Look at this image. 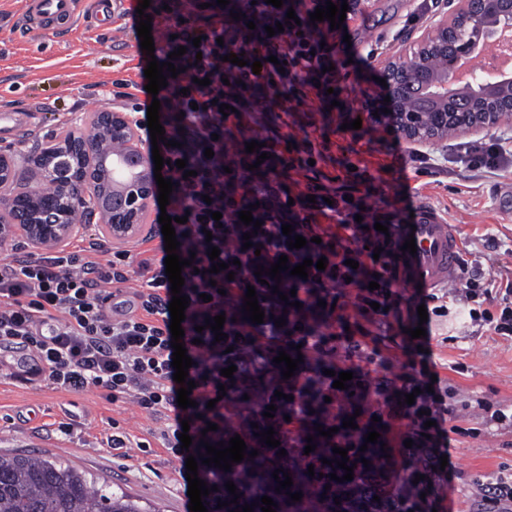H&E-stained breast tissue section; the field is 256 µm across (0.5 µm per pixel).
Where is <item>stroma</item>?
<instances>
[{
	"mask_svg": "<svg viewBox=\"0 0 512 512\" xmlns=\"http://www.w3.org/2000/svg\"><path fill=\"white\" fill-rule=\"evenodd\" d=\"M26 0H0V109L38 111L41 131L61 132L76 125L79 115L131 109L129 99H112L116 83L139 82L140 53L135 19L121 27L96 17L90 0H81L72 28L58 33L32 29L25 15ZM448 0H375L357 7L348 22L350 43H337L342 65L336 83L342 97L361 107L378 94L373 82L378 61L389 57L407 39L428 26ZM255 127L262 133L301 144L329 140L330 149L314 170L284 171L280 182L291 192L317 184L341 185L348 164L359 166L361 193L380 212L402 208L404 190L414 195V207L434 210L454 227L460 260L468 270L496 287L512 281V177L469 170L448 141L424 145L425 162L394 160L385 143L354 140L338 127L334 112H259ZM354 341L376 348L374 375L404 374L406 357L397 330L377 318L351 315ZM432 360L457 400L485 398L512 405V336H499L471 325L468 316L449 308L431 324ZM69 422V435L57 433ZM170 424L163 414L141 410L132 401L112 403L97 390L80 394L56 389L39 379L19 382L0 377V455L25 454L58 458L99 481L117 484L157 512H190L180 462L163 448L161 433ZM120 426L130 447L108 448L113 426ZM452 428V480L440 481L428 498L429 512H479L477 478L512 469V433L487 424L478 409L448 417ZM149 449H139V442Z\"/></svg>",
	"mask_w": 512,
	"mask_h": 512,
	"instance_id": "35a3bbf8",
	"label": "stroma"
}]
</instances>
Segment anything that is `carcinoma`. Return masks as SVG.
<instances>
[{
    "label": "carcinoma",
    "mask_w": 512,
    "mask_h": 512,
    "mask_svg": "<svg viewBox=\"0 0 512 512\" xmlns=\"http://www.w3.org/2000/svg\"><path fill=\"white\" fill-rule=\"evenodd\" d=\"M277 448H261L259 455L232 464L224 472L217 467L202 465V480L218 490L211 492L209 512H233L244 504L261 501L266 495L277 503L276 512H367L358 503L372 498L373 491L360 479L337 482L334 473L345 472L336 466H326L324 477H309L308 469L295 463L292 457L277 456ZM282 468L292 476V493L301 492V501L294 502L286 491L275 492L278 482L274 470ZM234 482L241 494L238 504L217 508L218 500L229 501L233 496L225 484ZM340 498L335 504L334 498ZM0 512H149L122 487L101 484L82 470L61 460L30 456H0Z\"/></svg>",
    "instance_id": "cac0c4a2"
}]
</instances>
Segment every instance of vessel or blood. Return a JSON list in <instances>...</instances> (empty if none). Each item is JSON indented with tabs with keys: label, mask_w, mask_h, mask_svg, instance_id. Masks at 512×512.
<instances>
[{
	"label": "vessel or blood",
	"mask_w": 512,
	"mask_h": 512,
	"mask_svg": "<svg viewBox=\"0 0 512 512\" xmlns=\"http://www.w3.org/2000/svg\"><path fill=\"white\" fill-rule=\"evenodd\" d=\"M78 0H27L30 23L56 31L59 21L73 19ZM39 124L37 113L0 112V133L22 139ZM402 237H414L415 252L399 255V273L406 287L432 288L450 280L458 270L459 242L451 225L440 223L429 210L421 211L415 226H403Z\"/></svg>",
	"instance_id": "obj_1"
}]
</instances>
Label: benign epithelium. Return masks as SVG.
I'll return each instance as SVG.
<instances>
[{
    "instance_id": "obj_1",
    "label": "benign epithelium",
    "mask_w": 512,
    "mask_h": 512,
    "mask_svg": "<svg viewBox=\"0 0 512 512\" xmlns=\"http://www.w3.org/2000/svg\"><path fill=\"white\" fill-rule=\"evenodd\" d=\"M508 22L512 0H454L451 11L436 14L421 34L379 62L390 101L370 104L364 118L425 144L498 126L512 116V77L461 87L457 70L480 38L492 39ZM83 122L97 127L94 140L72 129L46 136L33 130L27 151L0 148V239H19L40 253L64 247L95 224L113 248L148 225L155 166L136 127L124 112H97Z\"/></svg>"
}]
</instances>
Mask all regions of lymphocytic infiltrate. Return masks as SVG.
Listing matches in <instances>:
<instances>
[{"instance_id": "f902f5d3", "label": "lymphocytic infiltrate", "mask_w": 512, "mask_h": 512, "mask_svg": "<svg viewBox=\"0 0 512 512\" xmlns=\"http://www.w3.org/2000/svg\"><path fill=\"white\" fill-rule=\"evenodd\" d=\"M324 5L325 0H283L277 8L266 0H230L223 8L205 6L204 0H151L147 9L153 29H177L176 38L168 40L166 53L159 56L180 70L157 95L167 139L159 151L167 161L162 175L174 184L166 212L177 220L180 257L191 261L182 271V293L190 304L181 326L193 361L188 370L196 383L193 407L182 409L177 403L168 310L172 293L157 223L135 253L107 248L92 237L41 254L12 249L0 259V347L33 351L36 364L31 375L63 391L94 388L112 402L129 399L152 414L173 412V422L163 432L164 445L183 460L202 454L205 444H217L235 433L247 447H260L257 433L269 428L282 447L302 449L316 420L334 431L332 437L319 438V449H347L350 461L357 463L365 434L387 429L413 445L399 447L406 475L401 488L381 496L379 506L382 512H425L427 504L414 479L421 474L426 482L437 480L435 467L450 452L446 418L457 411L447 401V387L432 380L429 338H418L423 351L410 360L408 373L399 379L375 378L351 363L347 369L358 386L349 392L334 388L333 377L326 373L334 352V327L347 320L337 289L354 290V308L360 314H376L385 323L399 316L388 239L374 225L401 223L400 212L387 216L365 210L355 165L349 166L345 184L333 192L320 189L311 199L303 193L288 195L279 174L304 170L310 160L324 159L327 143L305 141L304 157L296 158L280 140L270 138L264 161L227 147L228 138L244 126L249 113L284 112L289 102L309 100L322 112L331 103L328 90L335 87L336 74L329 66L336 61V33L329 21H310L311 13ZM291 10L297 22H287ZM279 22L283 32L268 35L267 27ZM181 46L185 54L170 59V52ZM230 53L243 54L245 66L226 62ZM255 60L261 61L260 70H252ZM205 77L210 80L206 86L201 83ZM223 104L232 106V113H220ZM208 149L213 157H205ZM463 154L470 169L512 172V153L498 141L466 143ZM180 159L186 160V168H177ZM253 163L258 166L254 172L249 169ZM188 169L193 172L189 178L184 175ZM245 209L262 223L261 233L251 234L249 249L243 238L248 228L239 219ZM217 212L222 215L218 221L213 218ZM330 212L335 224L321 227L320 217ZM286 224L307 238L305 247L289 248L290 237L282 233ZM212 246L218 247L220 261L232 265V272L212 273ZM283 255L292 267L312 259L307 278L286 274L281 280L259 283L257 267L271 266ZM322 257L328 264L321 271L315 262ZM133 280L139 286L133 289L127 310L114 313V300ZM373 281L379 287L372 291L368 285ZM251 287L266 314L261 324L243 317L244 295ZM289 292L294 293L296 306L283 301ZM454 293L469 304L471 323L512 335V306L493 314L488 284L461 275ZM479 299L485 301V309L474 308ZM219 314L226 317V338L220 342L204 326L206 319ZM279 317L285 318V326H276ZM293 345L302 353L320 356L319 366L311 372L296 370L287 380L276 379L274 359ZM230 366L233 376H222V369ZM256 384L263 391L249 423L235 432L224 428V410L234 394ZM409 393L415 396L414 404L399 403V395ZM373 395L382 398V407L358 410V403ZM271 404L277 410L269 419L264 412ZM350 415L356 422L352 429L343 425ZM211 422L216 425L212 431L207 428ZM185 431L192 438L186 450L179 440Z\"/></svg>"}]
</instances>
